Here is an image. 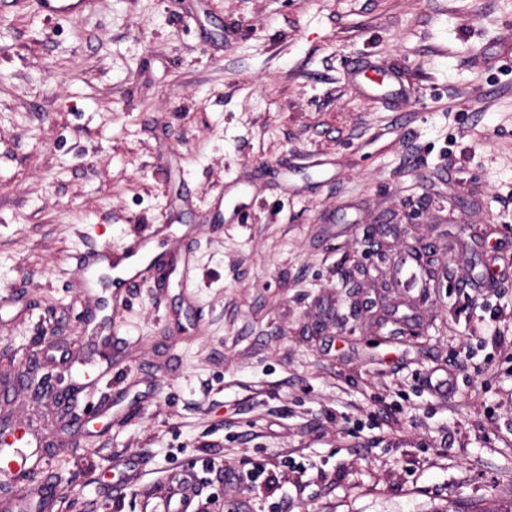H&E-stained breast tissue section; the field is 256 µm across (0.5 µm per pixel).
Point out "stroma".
I'll return each mask as SVG.
<instances>
[{
  "instance_id": "stroma-1",
  "label": "stroma",
  "mask_w": 512,
  "mask_h": 512,
  "mask_svg": "<svg viewBox=\"0 0 512 512\" xmlns=\"http://www.w3.org/2000/svg\"><path fill=\"white\" fill-rule=\"evenodd\" d=\"M150 224L188 262L105 309L122 349L68 445L79 259ZM390 224L427 287L395 284L400 237L369 249ZM1 292L0 418L48 440L53 512H143L175 475L209 512L512 501V0H0ZM256 467L275 485L230 483ZM26 2H34L35 13L55 19L92 10L97 0H26Z\"/></svg>"
}]
</instances>
